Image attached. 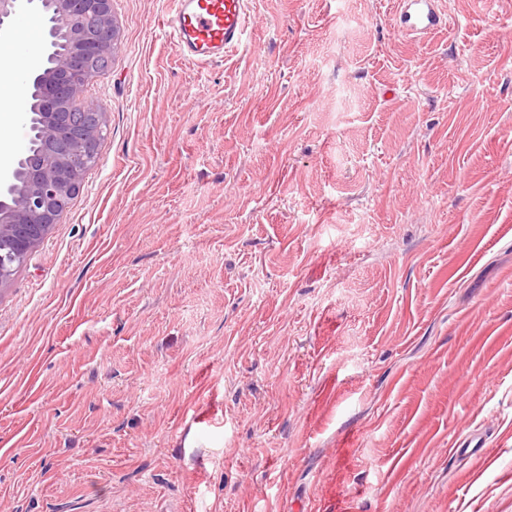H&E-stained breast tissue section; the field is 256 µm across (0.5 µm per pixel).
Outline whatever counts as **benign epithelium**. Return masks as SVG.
<instances>
[{
    "mask_svg": "<svg viewBox=\"0 0 512 512\" xmlns=\"http://www.w3.org/2000/svg\"><path fill=\"white\" fill-rule=\"evenodd\" d=\"M37 9L50 8L68 21L67 49L47 62L33 65L24 86L38 87L42 112V151L24 156L0 177V293L17 269L50 234L69 201L83 186L92 161H99L98 144L107 112L88 101V85L112 69L120 30L112 0H28ZM24 6L22 0H0V26Z\"/></svg>",
    "mask_w": 512,
    "mask_h": 512,
    "instance_id": "1",
    "label": "benign epithelium"
}]
</instances>
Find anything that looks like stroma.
Listing matches in <instances>:
<instances>
[{
  "label": "stroma",
  "mask_w": 512,
  "mask_h": 512,
  "mask_svg": "<svg viewBox=\"0 0 512 512\" xmlns=\"http://www.w3.org/2000/svg\"><path fill=\"white\" fill-rule=\"evenodd\" d=\"M247 6L201 65L114 0L99 164L0 294V512H512V0ZM397 3L395 27L402 35L424 37L448 24L438 0H398Z\"/></svg>",
  "instance_id": "35a3bbf8"
}]
</instances>
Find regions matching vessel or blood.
<instances>
[{"label": "vessel or blood", "mask_w": 512, "mask_h": 512, "mask_svg": "<svg viewBox=\"0 0 512 512\" xmlns=\"http://www.w3.org/2000/svg\"><path fill=\"white\" fill-rule=\"evenodd\" d=\"M438 0H398V33L423 37L446 26ZM177 53L199 63L223 61L249 35L247 0H172L164 21Z\"/></svg>", "instance_id": "obj_1"}]
</instances>
